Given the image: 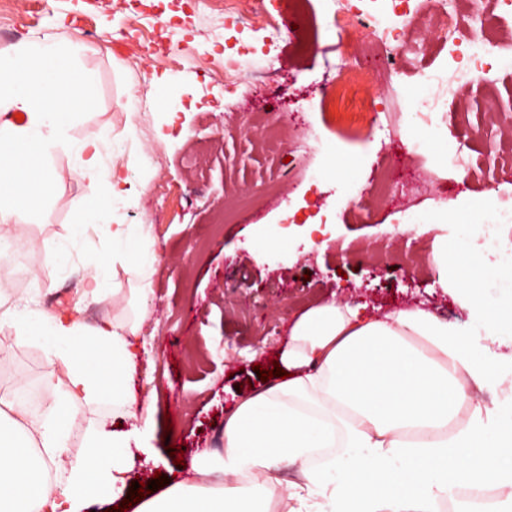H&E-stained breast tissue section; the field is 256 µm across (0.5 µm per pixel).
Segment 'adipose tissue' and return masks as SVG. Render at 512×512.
I'll return each mask as SVG.
<instances>
[{"mask_svg":"<svg viewBox=\"0 0 512 512\" xmlns=\"http://www.w3.org/2000/svg\"><path fill=\"white\" fill-rule=\"evenodd\" d=\"M72 51L44 41L0 57V250L10 248L9 222L42 203L59 175L54 151L86 102L80 82L60 74L57 60ZM21 114V122L8 113ZM85 181L76 230L93 225L101 247L85 266L84 295L112 294L105 274L124 255L132 229L112 221L115 202L137 190L108 168L112 149L74 143ZM467 232L433 254L438 287L470 311L481 333L421 308L384 317L364 305L325 302L298 315L280 355L287 378L242 398L224 418L222 453L200 449L189 473L169 475L166 490L142 497L136 512H271L265 489L282 461L300 464L285 512H440L458 490L493 487L492 512H512V352H498L512 335V266L461 273L449 252L468 249ZM17 340L37 338L59 365L45 384L52 413H29L19 401L0 409V512H87L120 492L139 443L125 433L90 427L83 457H71L66 430L72 408L111 395L135 415L128 376L138 361L139 324L106 318L88 327L74 310H0V329ZM503 389L493 404L474 390ZM339 454L320 462L321 449ZM65 483L56 493L53 478Z\"/></svg>","mask_w":512,"mask_h":512,"instance_id":"obj_1","label":"adipose tissue"}]
</instances>
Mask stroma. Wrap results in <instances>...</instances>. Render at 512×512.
I'll use <instances>...</instances> for the list:
<instances>
[{"label": "stroma", "instance_id": "1", "mask_svg": "<svg viewBox=\"0 0 512 512\" xmlns=\"http://www.w3.org/2000/svg\"><path fill=\"white\" fill-rule=\"evenodd\" d=\"M250 26L224 12V0H0V55L35 38L81 46L78 79L89 88L82 115L69 131L76 140H107L112 162L141 187V195L113 210V220L149 232L153 245L126 251L119 272L121 296L87 303L81 315L93 326L103 317L141 320L145 348L131 386L140 406L155 411L156 428L145 436L154 460L135 459L130 479L151 483L174 466L173 451L190 461L200 448H221L224 413L260 389V370L273 369L288 342V313L318 301L365 303L376 314L420 305L472 334L466 308L434 284L432 273L412 275L375 265L341 243L399 239L427 245L453 236L459 224L480 223L486 209L488 157L499 151L480 125L490 103L459 89L453 62L430 34L413 32L414 51L391 80L370 87L376 112L392 91L406 98L394 132L405 140L418 132L426 167L449 182L448 200L421 196L401 209L397 194L412 179L410 158L391 157L395 198L370 207L367 191L382 160L379 136L341 121L330 103L338 93L339 66L358 70L364 57L351 49L344 60L321 51L300 53L294 33L271 38L265 18L282 21L292 0H256ZM126 29V40L110 31ZM235 60L244 78L224 80ZM444 67L439 82L413 78L421 63ZM470 112L468 165L449 167L456 131L448 109ZM295 122L293 139L268 151L269 126ZM60 178L43 205L12 223L18 246H39L37 272L19 269L12 250L0 252V301L52 311L63 293L66 305L81 294L85 262L100 245L87 228L68 263L56 244L66 242L83 203L84 180L75 156L56 154ZM235 206L230 221L225 207ZM325 214L334 237L283 236ZM147 295H140V287ZM56 365L39 342H16L0 332V391L42 390L41 415L53 398L42 389Z\"/></svg>", "mask_w": 512, "mask_h": 512}]
</instances>
